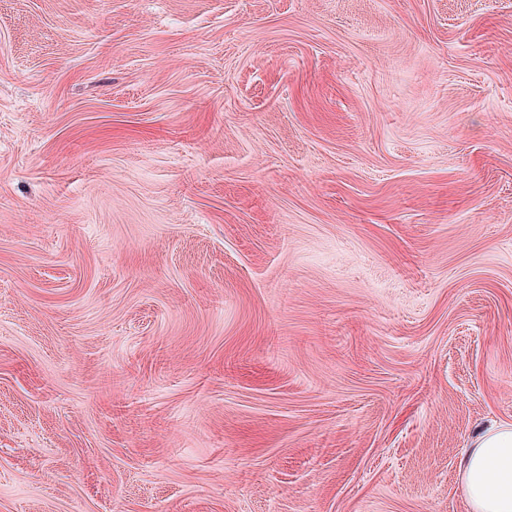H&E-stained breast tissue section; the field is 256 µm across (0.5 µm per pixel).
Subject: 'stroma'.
Instances as JSON below:
<instances>
[{"label": "stroma", "mask_w": 512, "mask_h": 512, "mask_svg": "<svg viewBox=\"0 0 512 512\" xmlns=\"http://www.w3.org/2000/svg\"><path fill=\"white\" fill-rule=\"evenodd\" d=\"M512 423V0H0V512H470ZM471 512H512V423L484 429L459 465Z\"/></svg>", "instance_id": "35a3bbf8"}]
</instances>
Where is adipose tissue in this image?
Wrapping results in <instances>:
<instances>
[{
	"label": "adipose tissue",
	"instance_id": "adipose-tissue-1",
	"mask_svg": "<svg viewBox=\"0 0 512 512\" xmlns=\"http://www.w3.org/2000/svg\"><path fill=\"white\" fill-rule=\"evenodd\" d=\"M471 512H512V423L480 432L459 465Z\"/></svg>",
	"mask_w": 512,
	"mask_h": 512
}]
</instances>
